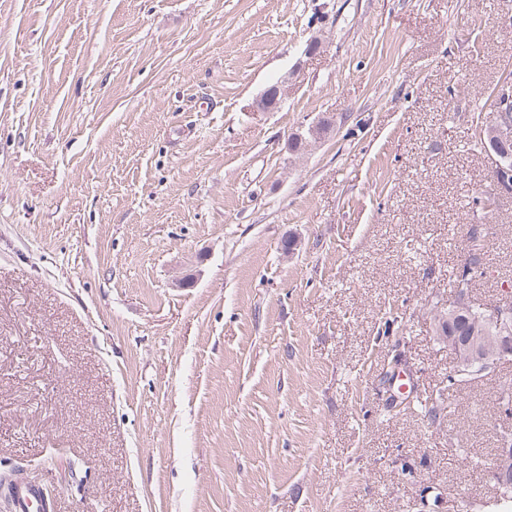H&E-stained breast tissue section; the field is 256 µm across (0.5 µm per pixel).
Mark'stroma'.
I'll return each mask as SVG.
<instances>
[{"instance_id": "35a3bbf8", "label": "stroma", "mask_w": 512, "mask_h": 512, "mask_svg": "<svg viewBox=\"0 0 512 512\" xmlns=\"http://www.w3.org/2000/svg\"><path fill=\"white\" fill-rule=\"evenodd\" d=\"M511 15L0 0V475L58 512H490L512 357L449 386L431 308L491 168L466 90L512 73ZM481 242L495 303L512 195ZM395 317L439 423L387 406ZM286 83H288L287 79H281L266 88L260 96L249 105V112H273L277 109L285 95Z\"/></svg>"}]
</instances>
